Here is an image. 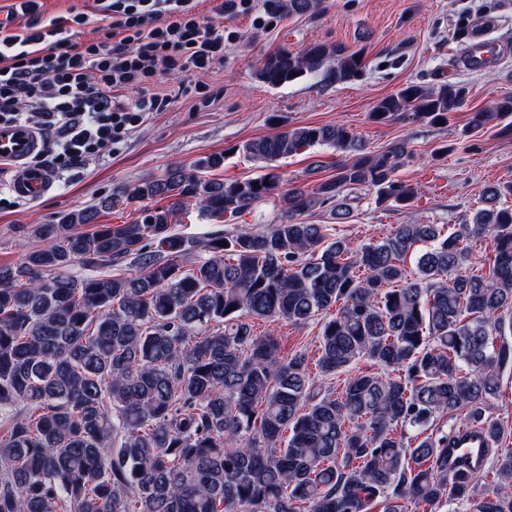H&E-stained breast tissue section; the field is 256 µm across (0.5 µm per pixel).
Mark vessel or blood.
Masks as SVG:
<instances>
[{
    "label": "vessel or blood",
    "instance_id": "1",
    "mask_svg": "<svg viewBox=\"0 0 512 512\" xmlns=\"http://www.w3.org/2000/svg\"><path fill=\"white\" fill-rule=\"evenodd\" d=\"M490 26L487 20L475 25L473 44L465 56L468 68H480L496 56V47L487 37ZM42 147L43 139L33 126L24 123L0 125V165H8L11 172L9 185L19 198L34 201L54 188V175L29 163L30 157Z\"/></svg>",
    "mask_w": 512,
    "mask_h": 512
}]
</instances>
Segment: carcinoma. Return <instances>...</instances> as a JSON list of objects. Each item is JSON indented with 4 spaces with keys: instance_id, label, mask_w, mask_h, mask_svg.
Listing matches in <instances>:
<instances>
[{
    "instance_id": "carcinoma-1",
    "label": "carcinoma",
    "mask_w": 512,
    "mask_h": 512,
    "mask_svg": "<svg viewBox=\"0 0 512 512\" xmlns=\"http://www.w3.org/2000/svg\"><path fill=\"white\" fill-rule=\"evenodd\" d=\"M279 14L318 0H269ZM362 51L314 44L278 49L256 64L270 88L320 74L344 84ZM467 88L409 82L376 101L377 124L435 125L466 105ZM512 116V97L470 110L466 133ZM316 146L347 157L312 188L281 190L276 162ZM236 151L269 172L223 181L214 153L193 167L120 189L106 209L162 199L130 224H99L98 210L70 212L34 230L41 247L0 265V512H438L472 500V512H512V449L488 415L512 365V207L501 190L444 233L417 220L383 240L355 245L298 217L368 188L375 202L407 205L396 178L409 142L381 152L344 124L288 127ZM278 196L283 219L203 240L172 232L190 203L231 221ZM485 239L488 270L464 267L467 240ZM226 246H220V242ZM209 257L184 269L179 259ZM416 254L414 268L407 257ZM133 273L76 278L70 268L116 265ZM323 317L317 365L347 372L339 395L317 388L303 353L280 355L278 337L253 320L304 325ZM366 359L373 369L355 370ZM457 432H482L495 450L484 473L450 454L442 416ZM413 510H408V507Z\"/></svg>"
}]
</instances>
